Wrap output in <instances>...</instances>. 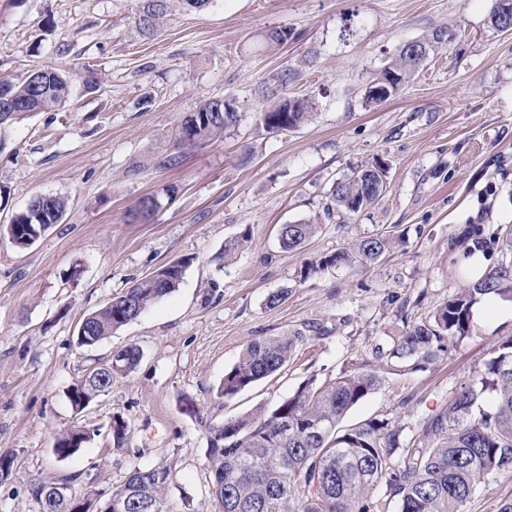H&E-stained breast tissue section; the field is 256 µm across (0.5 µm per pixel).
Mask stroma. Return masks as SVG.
I'll use <instances>...</instances> for the list:
<instances>
[{"label": "stroma", "instance_id": "obj_1", "mask_svg": "<svg viewBox=\"0 0 512 512\" xmlns=\"http://www.w3.org/2000/svg\"><path fill=\"white\" fill-rule=\"evenodd\" d=\"M495 0H211L170 10L152 37L135 23L137 0H0V80L35 68L68 72L70 96L52 112L0 127V512H38V480L69 482L100 508L134 468L172 474L166 512H218L210 495L208 425L274 407L308 378L372 363L382 386L345 424L379 416L414 434L455 387L512 338V317L471 323L437 363L388 372L385 352L404 322L428 320L470 288L472 253L489 267L512 252L485 234L512 225V34L490 28ZM452 29L403 92L368 107L363 93L406 42ZM272 29L287 42L268 44ZM287 74L286 87L276 75ZM312 99L311 122L268 132L257 118L272 98ZM235 101L237 125L178 148L181 118L213 98ZM177 165H166L171 153ZM381 161L386 189L370 208L327 214L332 183ZM176 193L147 221L141 196ZM40 195L67 201L61 223L22 250L4 230ZM315 220L296 251L280 225ZM251 243L233 262L224 243ZM375 235L391 247L376 262L300 280L304 263ZM191 258L174 292L99 347L75 343L81 319L134 281ZM288 288L272 307L268 296ZM290 336L277 374L227 399L224 374L252 341ZM127 346L139 364L76 410L69 393L93 362ZM128 424L124 451L114 417ZM82 427L93 439L71 457L57 438ZM512 472L478 484L463 512H498Z\"/></svg>", "mask_w": 512, "mask_h": 512}]
</instances>
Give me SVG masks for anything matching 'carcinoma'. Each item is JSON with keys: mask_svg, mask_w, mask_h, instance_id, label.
Masks as SVG:
<instances>
[{"mask_svg": "<svg viewBox=\"0 0 512 512\" xmlns=\"http://www.w3.org/2000/svg\"><path fill=\"white\" fill-rule=\"evenodd\" d=\"M168 3L140 0L137 16L152 21L137 22L142 33H154L166 15ZM490 26L501 31L512 25V0H495ZM425 62L400 47L380 76L364 91V103L383 102L370 95L383 87L389 76L397 86L390 97L403 90L413 73ZM0 91L24 105L27 111L17 121L35 112H51L63 106L70 94L68 78L43 68L23 80L0 82ZM260 111L265 118L285 124L278 131L293 130L310 119L313 103L294 98L288 111ZM239 121L236 112L223 117L212 113V101L183 117L177 128L176 144H202L220 136ZM387 168L380 162L359 167L337 179L331 189L332 206L355 214L372 206L386 188ZM175 188L139 199L132 215L148 219L157 209L147 211L155 198H172ZM66 201L45 195L34 199L15 214L7 231L20 248L33 245L53 224L62 221ZM319 225L310 221L284 224L279 229L283 248L296 250L314 236ZM246 233L224 244V260L230 261L248 246ZM388 241L371 236L352 250L325 255L301 269L304 281L319 271L340 264L366 266L387 249ZM189 260L181 259L155 269L136 281L122 295L87 315L76 334V344L92 348L122 327L136 320L157 300L178 288ZM512 300V265L490 269L473 285L448 299L432 320L408 324L393 340L387 359L401 371L421 370L448 352L450 342L469 331L472 306L480 298ZM294 338L271 336L248 345L239 360L224 373L220 393L232 398L244 389L285 367L293 355ZM139 348L126 347L112 358V370L95 367L72 390L71 401L88 406L112 389V374L127 373L139 363ZM378 371L368 363L342 370L322 381L309 379L295 393L271 409L224 420L209 427L206 448L212 475L211 494L219 512H463L476 486L501 473L512 472V338L494 346L490 357L474 370L469 380L452 392L448 405L435 415L419 421L408 438L404 428L386 418L369 417L345 428L339 422L348 411L382 385ZM487 397L493 409L486 410ZM127 422L112 420V447L124 450ZM91 439L90 433L75 429L56 442L61 457L73 454ZM172 479L165 466L133 469L124 485L113 494L126 499L127 512H165L164 493ZM53 495L50 512H76V498L68 484L39 480L30 485L33 496Z\"/></svg>", "mask_w": 512, "mask_h": 512, "instance_id": "cac0c4a2", "label": "carcinoma"}]
</instances>
